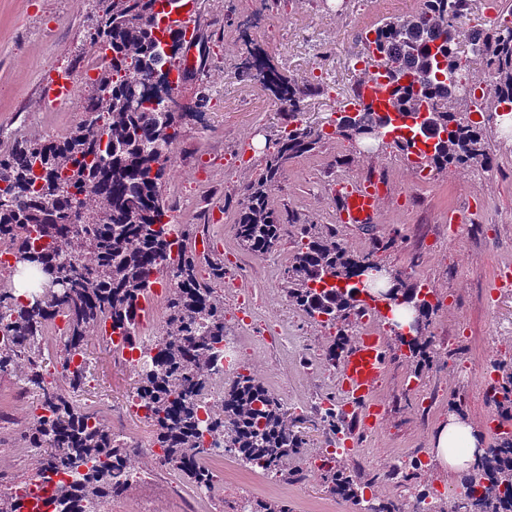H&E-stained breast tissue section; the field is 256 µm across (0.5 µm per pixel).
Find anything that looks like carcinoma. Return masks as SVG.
<instances>
[{"instance_id": "1", "label": "carcinoma", "mask_w": 512, "mask_h": 512, "mask_svg": "<svg viewBox=\"0 0 512 512\" xmlns=\"http://www.w3.org/2000/svg\"><path fill=\"white\" fill-rule=\"evenodd\" d=\"M467 4L422 0L417 14L382 23L367 40L368 52L380 54L394 86L392 105L406 113L426 110L419 131L435 143L423 164L439 170L490 162L484 126L443 107L466 80L467 65L455 52L454 23ZM98 6L90 41L111 56H103L105 63L98 66L95 93L86 106L91 117L65 135L20 134L0 149V246L20 262L19 270L44 280L51 272L57 275V287L42 289L27 306L0 289V326L11 342L0 350V374L16 370L25 357L51 342L68 381L63 392L49 385L33 364L24 373L40 396L41 413L25 432V440L39 453L33 477L84 470L81 482L55 486L47 500L52 512H87L128 489L121 470L131 468L133 450L96 413L78 409L76 397L87 380V336L101 335L107 324L119 336L136 335L139 307L155 273L170 283L164 339L151 367L137 373L135 398L153 426L152 447L163 449L165 464L195 487L212 488L215 474L209 460L216 448L282 476L288 459L306 445L297 419L252 373L238 375L220 405L207 419L200 417L206 376L217 345L224 342V295L213 287L224 283V264L186 249L185 241L200 232L199 224L179 225L175 243L168 238L162 153L180 138L188 113L161 111L147 86L154 76L169 81L177 53L167 47L180 41L181 32L160 25L157 0H98ZM476 34L472 53L485 58L490 68L478 108L492 113L501 102H512V25ZM242 65L288 113V132L266 158L265 172L245 187L234 217L240 247L264 256L283 236L270 197L285 164L313 151L326 133L295 119L304 97L316 87L285 78L253 50ZM386 124V116L369 108L355 117L362 129L379 131ZM73 210L81 215L77 223L67 221ZM302 236L304 242L284 271L288 302L334 325L361 307L360 288L352 278L372 262V254L351 252L336 233L315 224L302 225ZM351 341L348 330L339 328L327 358H336V350L348 348ZM493 367L502 372L493 396L497 416L511 422L512 367L498 362ZM320 422L331 436L345 427L338 412L320 415ZM324 481L331 495L356 506L363 501L352 471L330 466ZM478 488L485 496H458L448 502V512H512L511 437L488 448L465 475L463 489L472 493Z\"/></svg>"}]
</instances>
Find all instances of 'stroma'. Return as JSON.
<instances>
[{
    "label": "stroma",
    "mask_w": 512,
    "mask_h": 512,
    "mask_svg": "<svg viewBox=\"0 0 512 512\" xmlns=\"http://www.w3.org/2000/svg\"><path fill=\"white\" fill-rule=\"evenodd\" d=\"M421 0H197L191 24L198 32L197 64L177 93L194 115L184 126L177 169L168 170L162 187L179 224H198L201 208H219L221 224L209 235L224 249L225 269H236L239 286L260 305L261 316L283 319L286 344H261L235 318L232 297L224 299V327L237 342L242 358L238 372L256 373L289 410L301 418L308 445L287 464L289 478L242 473L231 457L214 464L215 487L198 499L194 487L160 462L134 456L145 479L122 497L105 503L104 512H237L243 501H262L283 512H359L351 502L332 496L318 468L330 446L312 401L333 392L336 374L325 359L332 342L326 325L288 304L281 286L301 225L335 231L354 253L372 254L389 270L414 284H429L436 307L428 333L432 339H456L458 349L475 363L487 358L512 365V289H494L497 271L512 266V123L487 118L475 97L458 102L459 117L484 122L486 147L495 164L479 173L472 167L433 172L419 185L412 167L387 143L364 150L341 136L322 139L310 154L292 159L272 195V205L287 227L271 254L243 251L233 232V216L245 186L258 178L267 154L287 124L272 93L245 77L239 64L248 50L259 49L281 74L302 83L323 85L305 98L300 122L315 128L333 118L336 108L355 89L360 70L355 58L363 50L367 28L415 14ZM98 11L96 0H0V146L16 135L56 136L68 132L83 116L93 95L84 84L98 60L89 32ZM512 16V0H471L468 13L455 25L457 45L468 51L474 30L487 29ZM56 69L71 70L81 84L66 104L48 111L39 102V86ZM388 187L373 224H342L336 205L347 189L367 178ZM462 214L465 223L456 240L448 238V216ZM297 223H288V216ZM384 332L389 357L385 376L374 395L383 414L380 428L359 434L361 451H335L338 465L356 469L368 499L416 503L424 490L429 501L447 505L461 490L460 477L442 472L432 459L430 436L448 415L455 398H463L464 415L487 426L494 411L491 384L476 376L459 377L442 353H434L423 371L393 334L381 313L372 316ZM88 378L77 402L103 411L110 424L132 442L150 446L153 432L133 407L136 375L98 337L88 339ZM418 376L421 391H409L405 380ZM437 402L422 413V392ZM37 392L23 374H0V490L29 483L37 457L25 447L24 434ZM422 455L424 464L403 487L387 478L391 457Z\"/></svg>",
    "instance_id": "35a3bbf8"
}]
</instances>
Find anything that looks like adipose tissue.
Instances as JSON below:
<instances>
[{"mask_svg":"<svg viewBox=\"0 0 512 512\" xmlns=\"http://www.w3.org/2000/svg\"><path fill=\"white\" fill-rule=\"evenodd\" d=\"M484 444L480 427L472 420L449 414L431 437L432 452L442 471L457 474L470 469Z\"/></svg>","mask_w":512,"mask_h":512,"instance_id":"adipose-tissue-1","label":"adipose tissue"}]
</instances>
